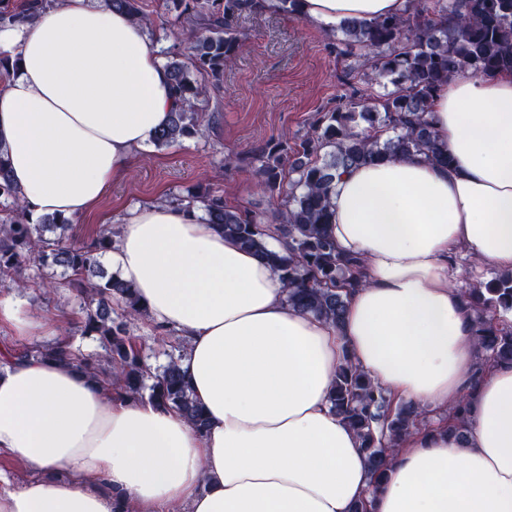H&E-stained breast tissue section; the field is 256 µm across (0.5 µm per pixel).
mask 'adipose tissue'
<instances>
[{
	"mask_svg": "<svg viewBox=\"0 0 512 512\" xmlns=\"http://www.w3.org/2000/svg\"><path fill=\"white\" fill-rule=\"evenodd\" d=\"M408 0H300L332 27L406 12ZM17 67L0 82V146L32 216L90 214L176 105L159 49L104 0H59L0 27ZM433 124L449 162L395 157L341 174L329 232L366 261L342 325L288 304L272 267L197 206L140 203L109 256L180 361L208 427L122 399L99 377L40 359L0 363V512H512V365L473 373L478 351L457 286L512 270V72L443 85ZM0 298L20 337L48 322ZM354 361L397 399L436 411L470 402L467 434L441 423L405 437L378 487L356 434L330 408Z\"/></svg>",
	"mask_w": 512,
	"mask_h": 512,
	"instance_id": "obj_1",
	"label": "adipose tissue"
}]
</instances>
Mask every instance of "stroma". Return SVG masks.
Returning <instances> with one entry per match:
<instances>
[{
  "label": "stroma",
  "instance_id": "stroma-1",
  "mask_svg": "<svg viewBox=\"0 0 512 512\" xmlns=\"http://www.w3.org/2000/svg\"><path fill=\"white\" fill-rule=\"evenodd\" d=\"M145 4L153 19L149 34L161 56H189L190 43L175 37V13L165 0ZM240 29L247 36L246 50L225 67L222 80L208 82L197 102L199 135L176 148L139 152L102 200L101 215L116 218L124 207L161 203L211 186L223 189L228 205L267 208L237 157L272 139L299 142L314 113L343 93L345 64L328 49L339 30L309 25L298 15L267 9L242 19ZM0 292L17 296L26 310L56 324L59 338L73 348L98 352L97 343L81 334L75 291L7 283Z\"/></svg>",
  "mask_w": 512,
  "mask_h": 512
}]
</instances>
